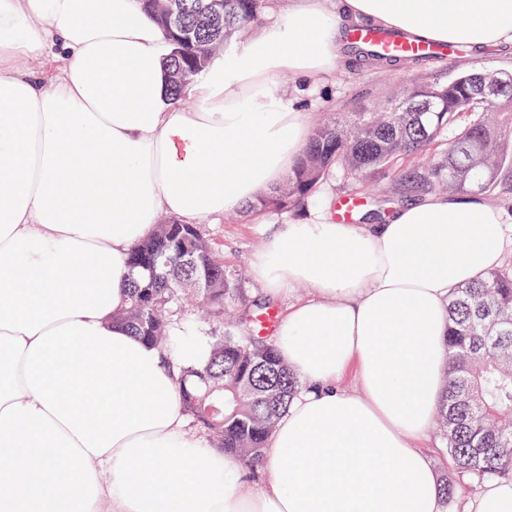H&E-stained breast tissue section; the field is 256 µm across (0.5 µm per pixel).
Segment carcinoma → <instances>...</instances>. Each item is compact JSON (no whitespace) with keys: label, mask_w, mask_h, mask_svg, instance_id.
<instances>
[{"label":"carcinoma","mask_w":512,"mask_h":512,"mask_svg":"<svg viewBox=\"0 0 512 512\" xmlns=\"http://www.w3.org/2000/svg\"><path fill=\"white\" fill-rule=\"evenodd\" d=\"M177 0V15L144 0L146 10L175 46L170 57L171 95L224 52L248 24L258 26L270 0ZM351 50L373 64H398L406 57L354 43ZM512 84V72L474 71L446 83L413 87L367 112H346L339 121L313 128L299 160L277 195H260L248 210H280L302 204L332 169L355 180L402 154L423 153L435 142L443 149L428 165L396 179L395 196L440 190L492 195L512 178V93L482 99L481 80ZM470 123L457 127L458 117ZM134 277L123 324L135 336L166 352L171 329L182 320L181 296L192 291L204 322L223 326L211 337L206 358L179 368L182 406L207 429L214 447L251 471L264 459L269 438L300 386L275 344L239 335L224 321L236 274L217 260L198 224L166 222L131 254ZM208 287H192L198 277ZM448 365L437 419L447 432L448 456L473 482L512 473V269L494 271L454 292L448 306Z\"/></svg>","instance_id":"1"}]
</instances>
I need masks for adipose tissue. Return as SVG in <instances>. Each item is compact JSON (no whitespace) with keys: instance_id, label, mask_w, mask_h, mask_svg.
I'll return each instance as SVG.
<instances>
[{"instance_id":"adipose-tissue-1","label":"adipose tissue","mask_w":512,"mask_h":512,"mask_svg":"<svg viewBox=\"0 0 512 512\" xmlns=\"http://www.w3.org/2000/svg\"><path fill=\"white\" fill-rule=\"evenodd\" d=\"M345 14L512 45V0H345ZM171 50L141 0H0V512H446L415 443L441 398L451 294L502 265L512 226L448 195L380 224L278 225L251 270L272 301L316 290L274 333L304 387L242 494L244 468L192 429L160 352L117 320L129 254L161 216L203 224L279 181L308 124L275 79L329 71L341 24L310 0L198 73L188 108L168 92ZM462 512H512V479Z\"/></svg>"}]
</instances>
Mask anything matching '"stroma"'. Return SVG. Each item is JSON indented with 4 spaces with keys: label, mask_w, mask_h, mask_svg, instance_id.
<instances>
[{
    "label": "stroma",
    "mask_w": 512,
    "mask_h": 512,
    "mask_svg": "<svg viewBox=\"0 0 512 512\" xmlns=\"http://www.w3.org/2000/svg\"><path fill=\"white\" fill-rule=\"evenodd\" d=\"M470 70L512 72V50L490 45L469 50L462 57L448 54L441 62L409 60L393 67L368 66L348 51L327 73L302 82L284 74L278 77L277 82L280 95L304 112L308 125L312 126L318 119L334 121L345 112H363L385 98L401 95L409 88L443 83L457 73ZM415 163V158L408 157L372 176V195H362L360 213L364 218H371L373 212L384 208L391 210L402 206V199L386 200L384 192L401 171L412 168ZM351 194L361 195L358 184L336 169L318 184L305 205H292L285 210L271 212L238 211L204 225L203 231L214 253L223 259L226 266L244 272L243 278L235 285L233 308L248 310L261 297L260 286L249 268L271 225L302 223L312 212L322 209L334 212L337 202ZM419 445L429 449L443 482L453 483L455 490L449 495L447 506L450 512H459L467 499L481 492V485L455 472L447 453L446 435L439 427H431L427 438L420 440Z\"/></svg>",
    "instance_id": "1"
}]
</instances>
